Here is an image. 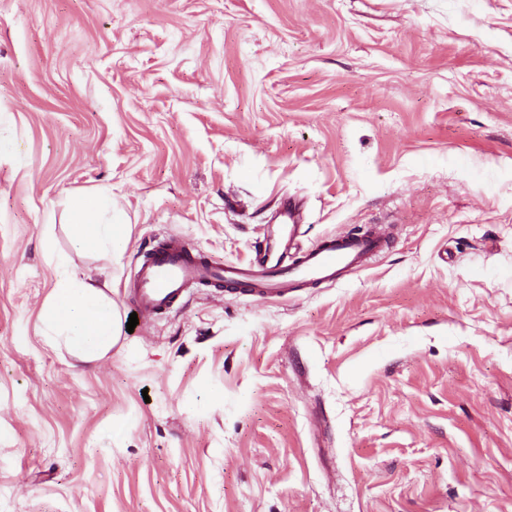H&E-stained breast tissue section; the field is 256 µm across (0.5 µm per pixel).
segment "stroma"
I'll return each instance as SVG.
<instances>
[{"label":"stroma","mask_w":512,"mask_h":512,"mask_svg":"<svg viewBox=\"0 0 512 512\" xmlns=\"http://www.w3.org/2000/svg\"><path fill=\"white\" fill-rule=\"evenodd\" d=\"M290 198L389 249L42 335L57 258L126 319L153 240L245 263ZM0 512H512V0H0ZM112 209L106 198H95L75 203L72 210L71 236L74 246L85 252L120 253L127 242V224L100 223L95 219L99 210Z\"/></svg>","instance_id":"obj_1"}]
</instances>
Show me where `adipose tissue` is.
Masks as SVG:
<instances>
[{
    "label": "adipose tissue",
    "instance_id": "1",
    "mask_svg": "<svg viewBox=\"0 0 512 512\" xmlns=\"http://www.w3.org/2000/svg\"><path fill=\"white\" fill-rule=\"evenodd\" d=\"M105 198L75 203L71 236L85 252L120 253L127 242L126 225L100 223L97 211L109 209ZM41 331L49 342L64 345L84 362L102 359L117 343L121 320L115 303L103 285L92 282L67 266H60L56 288L40 314Z\"/></svg>",
    "mask_w": 512,
    "mask_h": 512
}]
</instances>
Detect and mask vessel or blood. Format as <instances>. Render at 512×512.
Returning <instances> with one entry per match:
<instances>
[{
    "instance_id": "1",
    "label": "vessel or blood",
    "mask_w": 512,
    "mask_h": 512,
    "mask_svg": "<svg viewBox=\"0 0 512 512\" xmlns=\"http://www.w3.org/2000/svg\"><path fill=\"white\" fill-rule=\"evenodd\" d=\"M283 209L290 219L281 228L279 250H256L253 260L244 265L215 262L174 236L154 241L124 286L128 304L151 319L180 305L196 286L236 289L257 301L286 300L297 289L335 283L367 267L389 245L381 227L364 235L342 232L302 245L300 223L293 217L295 201H286Z\"/></svg>"
}]
</instances>
